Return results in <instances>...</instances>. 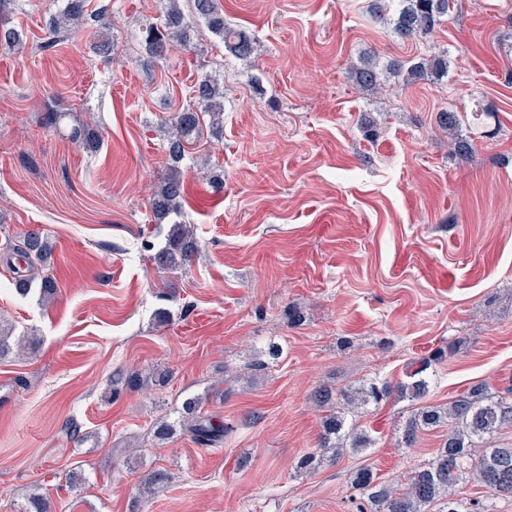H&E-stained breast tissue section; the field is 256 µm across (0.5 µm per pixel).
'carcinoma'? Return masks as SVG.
<instances>
[{
  "label": "carcinoma",
  "mask_w": 512,
  "mask_h": 512,
  "mask_svg": "<svg viewBox=\"0 0 512 512\" xmlns=\"http://www.w3.org/2000/svg\"><path fill=\"white\" fill-rule=\"evenodd\" d=\"M17 2L0 0L1 49H12L21 42L19 32L9 26ZM453 12L454 0H388L377 7L372 19L400 39H415L431 35ZM101 21L111 22L108 6L91 13L86 0H62L59 11L47 20L48 39L44 48L49 49L60 38H69ZM201 24L221 39L234 57L240 60L252 57L254 38L225 23L224 12L217 0H188L186 5L182 0H168L162 26L146 25L140 41L151 58L163 60L172 44L189 47L191 32ZM446 73L448 57L432 53L419 59L395 60L383 69L369 64L356 72L355 79L363 88L379 89L392 81L408 85ZM191 94L193 103L174 110L166 123L165 150L172 164L150 198V209L156 222L169 224L165 246L155 254L156 263L167 268L188 266L199 254L191 226L179 221L184 187L178 164L185 156L186 146L199 139L203 129H208L217 139L224 133V86L218 79L206 76L192 87ZM459 124L455 113H439L437 125L448 132L449 152L460 160H467L474 152L473 141L461 133ZM69 138L89 153H95L101 147L99 132L87 123L72 125ZM52 253L50 238L37 230L28 231L18 239H5L3 265L12 273L18 295L26 296L31 292L32 272L49 269ZM12 335V328L0 323V360L12 354L22 355L35 346L32 337L14 340ZM455 353L453 344L436 349L432 359L419 362L418 368L407 375L408 381L396 386L386 381L372 383L358 388L352 395L326 387L315 390V404L326 410L320 450L330 451L336 457L347 450L358 453L374 445L365 431L345 428L344 411L356 401L363 405L378 404L394 394L412 402L424 399L429 392L426 371L431 361H443ZM168 381L169 374L165 371L123 372L112 380L111 398L151 386L164 387ZM215 394L222 397L224 391L215 386L201 394L185 397L176 420L161 419L153 425L154 438L164 442L181 433L206 449L221 446L232 427L222 417L203 412ZM511 426L512 399L493 396L482 382L469 387L446 406L415 408L402 428L398 448L409 450L415 447L419 435L425 431L446 427L448 434L427 463L410 471L401 490L378 481L377 473L367 465L351 472L350 486L354 490L351 501L356 512H431L436 506L438 512H482L478 508L468 509L462 502L449 498V490L471 471L489 491L512 495V446H487L494 434ZM173 479L172 473L165 469H151L141 479V490L153 493L167 487ZM19 512H54V505L49 497L33 493Z\"/></svg>",
  "instance_id": "obj_1"
}]
</instances>
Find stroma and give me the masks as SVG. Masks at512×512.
<instances>
[{
    "label": "stroma",
    "mask_w": 512,
    "mask_h": 512,
    "mask_svg": "<svg viewBox=\"0 0 512 512\" xmlns=\"http://www.w3.org/2000/svg\"><path fill=\"white\" fill-rule=\"evenodd\" d=\"M372 2L220 0L225 20L254 37V64L208 34L147 67L137 34L159 22L164 0H112L111 29L47 50L54 0H19L23 42L0 49V238L49 234L58 288L46 303L17 296L0 264V318L37 339L24 358L0 360V512L37 486L59 512H355L353 469L395 481L443 432L397 448L411 404L393 396L348 416L374 430V446L298 472L321 433L316 387L403 382L452 342L456 355L428 370L427 403L478 382L512 387V0H457L452 19L416 41L371 22ZM105 38L109 66L92 51ZM434 51L448 54L445 79L382 94L356 84L368 57ZM205 73L224 77V136L199 144L224 190L183 160L182 218L201 257L166 270L151 254L168 227L149 210L170 164L163 122ZM478 104L494 134L464 127L474 152L462 161L436 116ZM50 105L91 120L102 149L87 155L43 126ZM291 304L303 325H289ZM273 346L269 369L243 375ZM132 368L171 380L108 400L113 374ZM236 370L212 406L233 426L221 447L185 436L156 445L157 419ZM152 468L175 479L146 499L138 484ZM71 469L83 477L74 488Z\"/></svg>",
    "instance_id": "stroma-1"
}]
</instances>
